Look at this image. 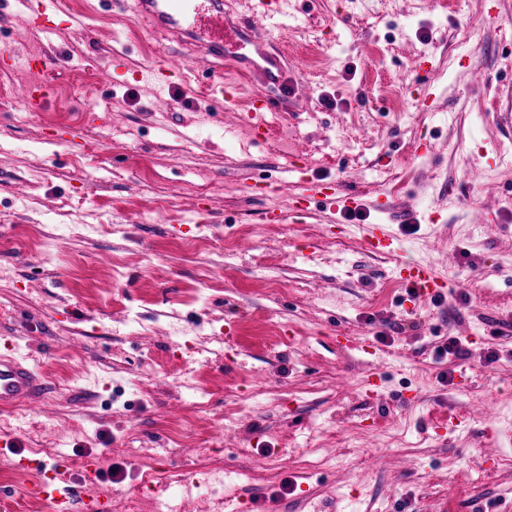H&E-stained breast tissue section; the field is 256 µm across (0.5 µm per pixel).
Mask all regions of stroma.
Returning a JSON list of instances; mask_svg holds the SVG:
<instances>
[{
  "instance_id": "stroma-1",
  "label": "stroma",
  "mask_w": 512,
  "mask_h": 512,
  "mask_svg": "<svg viewBox=\"0 0 512 512\" xmlns=\"http://www.w3.org/2000/svg\"><path fill=\"white\" fill-rule=\"evenodd\" d=\"M71 6L85 30L44 33L0 0V47L47 60L0 71V337L52 387L0 411V512H47L12 461L59 454L58 488L106 512H154L178 492L156 473L204 460L244 474L224 495L249 512H512V0H294L258 136L242 117L265 90L228 61L183 46L158 101L130 74L171 44L123 6ZM32 77L55 93L28 110ZM303 178L358 215L296 208ZM374 224L397 253L364 249ZM403 260L452 294L413 300ZM361 331L378 364L337 345ZM451 336L467 358L438 356ZM451 412L470 419L436 437Z\"/></svg>"
}]
</instances>
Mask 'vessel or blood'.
<instances>
[{
	"label": "vessel or blood",
	"mask_w": 512,
	"mask_h": 512,
	"mask_svg": "<svg viewBox=\"0 0 512 512\" xmlns=\"http://www.w3.org/2000/svg\"><path fill=\"white\" fill-rule=\"evenodd\" d=\"M29 17L30 25L50 21L64 15L74 29L84 22L80 14L72 12L67 0H16ZM132 12L138 21L146 23L174 43L192 42L209 57L233 63L242 73L257 77L263 85L279 84L286 66L285 56L278 51L264 49L258 38L259 29L275 25L285 13L288 0H254L248 19L236 17L227 0H131ZM180 70L172 61L155 63L140 70L139 77L148 81L156 95H165L170 89L169 79ZM348 208L355 204L352 194L327 193L322 181L301 184L299 199L311 201L316 196ZM365 249L372 253L392 252L396 246L391 237L369 227L363 236ZM405 282L418 300L443 298L448 294V277L427 264L405 262L400 264ZM44 376L25 359L12 353H0V409L38 404L49 393ZM36 497L48 503L52 512H74L70 496L60 493L51 480L38 482Z\"/></svg>",
	"instance_id": "vessel-or-blood-1"
}]
</instances>
